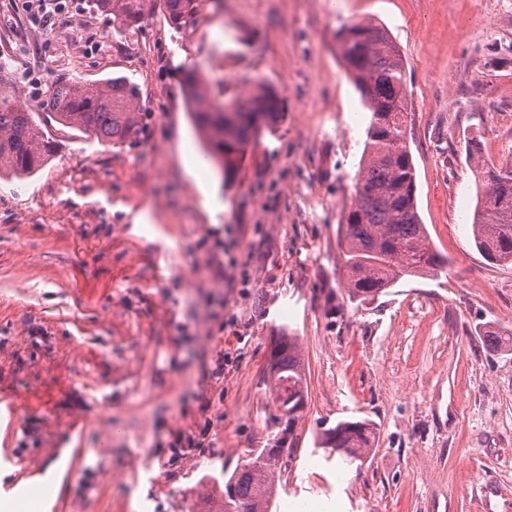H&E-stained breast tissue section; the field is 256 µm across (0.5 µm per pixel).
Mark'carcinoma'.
<instances>
[{
	"mask_svg": "<svg viewBox=\"0 0 512 512\" xmlns=\"http://www.w3.org/2000/svg\"><path fill=\"white\" fill-rule=\"evenodd\" d=\"M114 20L131 27L144 14L145 0H94ZM168 23L176 28L197 22L199 0H163ZM339 56L371 113L361 167L354 177L353 199L340 225L343 233L346 288L361 303L386 293L396 282L413 276H436L446 260L427 244L416 204L415 168L407 137V98L403 59L387 30L372 21L347 24L337 34ZM9 65L0 61V168L16 174L38 170L50 152L40 125L7 78ZM186 103L203 135L206 157L235 178L247 145L258 127L276 128L285 112L284 100L272 87L259 84L224 104L208 100L195 74L186 76ZM47 96L50 116L101 142L122 144L141 125L139 88L123 77L87 84L62 74ZM482 189L473 212L476 249L492 263L512 262V163L484 166ZM493 351L512 353V334L490 327L482 336ZM270 388L278 409L287 416V436L272 448H260L250 461L224 481L220 512H269L277 494L282 443L294 445L296 423L306 408L304 367L296 337H279L268 364ZM369 420L339 421L324 429L320 445L348 464H364L375 444Z\"/></svg>",
	"mask_w": 512,
	"mask_h": 512,
	"instance_id": "obj_1",
	"label": "carcinoma"
}]
</instances>
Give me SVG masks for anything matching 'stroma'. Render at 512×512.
Wrapping results in <instances>:
<instances>
[{"instance_id": "stroma-1", "label": "stroma", "mask_w": 512, "mask_h": 512, "mask_svg": "<svg viewBox=\"0 0 512 512\" xmlns=\"http://www.w3.org/2000/svg\"><path fill=\"white\" fill-rule=\"evenodd\" d=\"M362 19L403 57L417 211L447 266L358 304L339 226L370 114L336 34ZM3 32L33 107L61 73L124 77L147 118L134 147L52 124L41 170L0 175V400L17 411L0 421L17 459L0 503L211 512L278 432L266 373L287 328L307 405L271 512H512V354L481 340L489 322L512 333V264L471 230L483 165L512 155V0H202L183 29L163 0L131 28L67 0L47 30L0 0ZM191 72L216 102L254 80L286 102L232 182L203 162ZM365 418L368 460L329 461L322 429ZM63 439L72 470L41 481Z\"/></svg>"}]
</instances>
